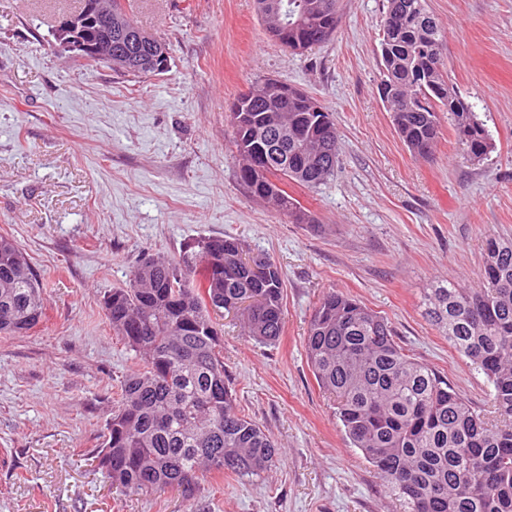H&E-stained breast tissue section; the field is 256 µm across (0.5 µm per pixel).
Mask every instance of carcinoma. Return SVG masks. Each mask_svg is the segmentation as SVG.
Segmentation results:
<instances>
[{
  "instance_id": "carcinoma-1",
  "label": "carcinoma",
  "mask_w": 512,
  "mask_h": 512,
  "mask_svg": "<svg viewBox=\"0 0 512 512\" xmlns=\"http://www.w3.org/2000/svg\"><path fill=\"white\" fill-rule=\"evenodd\" d=\"M280 17L263 20L272 40L304 52L329 40L340 22L338 0H281ZM316 2L303 23L302 6ZM445 28L426 0H387L377 91L400 98L396 132L415 156L432 158L439 113H448L461 155L485 160L495 145L448 82L438 52ZM168 52L158 35L136 26L129 10L112 17V56ZM261 100L241 93L231 106L238 179L256 199L293 224L315 218L288 194L290 184L315 187L336 170L340 135L330 110L305 90ZM244 242L204 237L177 257H146L128 284L105 295L102 308L115 335L141 368L121 383L93 470L128 493L168 489L196 499L214 474L259 480L278 461L279 446L240 413L224 367L222 332L213 315L237 309L245 333L273 342L284 325L283 272L268 256L243 262ZM425 315L490 391L491 423L448 378L406 354L384 316L341 291L326 292L307 327L312 373L335 398L336 415L353 447L374 468L406 512H512V237L487 240L475 288L448 281L428 293ZM45 317L42 284L22 248L0 237V332L23 333Z\"/></svg>"
}]
</instances>
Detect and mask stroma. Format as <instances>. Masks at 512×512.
I'll return each instance as SVG.
<instances>
[{"label": "stroma", "mask_w": 512, "mask_h": 512, "mask_svg": "<svg viewBox=\"0 0 512 512\" xmlns=\"http://www.w3.org/2000/svg\"><path fill=\"white\" fill-rule=\"evenodd\" d=\"M77 5L0 0V235L23 249L46 305L35 328L0 334V512H190L173 491L122 494L88 464L137 367L102 300L145 255L224 235L283 272L276 344L217 319L237 404L281 455L254 482L205 477V512H404L318 386L308 320L323 292L347 293L490 413L486 378L427 321L424 299L441 280L474 286L487 238L512 236V0H428L447 26L449 80L495 144L478 164L448 122L432 163L398 137L377 93L386 0H340L336 33L303 54L268 37L254 0H132L133 20L170 47L169 70L150 78L57 48L53 17ZM266 77L305 88L340 134L334 175L289 189L312 224L237 179L229 108Z\"/></svg>", "instance_id": "obj_1"}]
</instances>
